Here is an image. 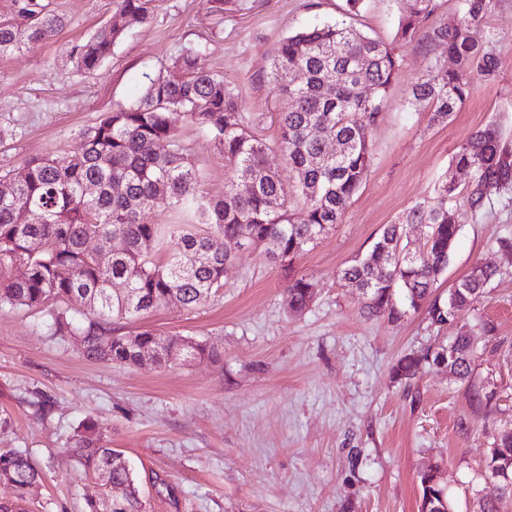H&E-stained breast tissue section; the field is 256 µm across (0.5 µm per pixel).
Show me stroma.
Segmentation results:
<instances>
[{
	"label": "stroma",
	"instance_id": "1",
	"mask_svg": "<svg viewBox=\"0 0 512 512\" xmlns=\"http://www.w3.org/2000/svg\"><path fill=\"white\" fill-rule=\"evenodd\" d=\"M67 27L56 40L0 60V172L26 160L80 149L79 132L100 113L132 102L147 76L185 46L204 42L207 66L237 93L252 132L278 135L292 106L270 90L272 54L288 33L342 16L343 0H155L150 19L126 27L111 59L92 73L64 57L69 42L113 17L114 0H49ZM403 0H366L357 25L394 45L401 69L371 131L373 162L343 220L285 269L264 249L237 251L223 288L183 309L160 301L150 316L114 322L116 333L152 328L217 348L219 358L174 367L119 366L83 355L76 337L54 336L44 313L0 307V412L12 418L0 448L28 452L40 480L33 512H87L102 479L69 458L87 423L124 452L147 512H418V470L441 467L455 512H477L485 454L512 431V193L492 195L484 219L454 207L460 228L437 287L447 294L475 265L497 275L453 324L425 310L397 321L370 315L340 271L366 253L383 225L433 197L471 135L496 125L512 143V0L487 25L498 76L479 83L445 122L410 104L428 61L455 69L426 31L399 41ZM170 120L200 170L202 196L223 195L229 163L183 113ZM308 276L314 297L291 312L286 288ZM475 336L466 380L446 366L415 378L393 374L398 359Z\"/></svg>",
	"mask_w": 512,
	"mask_h": 512
}]
</instances>
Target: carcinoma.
Listing matches in <instances>:
<instances>
[{
    "mask_svg": "<svg viewBox=\"0 0 512 512\" xmlns=\"http://www.w3.org/2000/svg\"><path fill=\"white\" fill-rule=\"evenodd\" d=\"M497 2L465 0L463 24L451 30L432 27L431 42L445 46L457 68L427 64L424 78L412 88L410 104L430 103L433 119L445 122L472 96L478 82L497 78L498 61L484 48L491 37L484 20ZM152 3L116 0V13L128 25L142 23ZM364 4L345 0L343 20L301 27L275 48L269 83L288 94L293 106L279 113V136L273 142L249 132L238 95L207 67L206 46L198 44L177 57L180 77H150L136 101L101 113L81 133L78 153L32 159L19 174L0 176L14 179L12 194L0 196V306L37 309L62 301L77 312L83 308L91 315L85 323L65 311H51L44 325L54 335L79 337L91 358L137 366V350L125 345L124 336L112 334V323L145 316L161 297L179 307L207 301L224 287L233 266L224 241L261 247L272 261L292 267L341 223L366 179L370 128L381 118L401 67L393 47L354 26ZM439 8V0H406L398 38L412 41ZM66 26L65 17L45 0H12L10 14L0 15V58L49 42ZM122 32L106 22L69 43L65 57L77 69L94 72L112 56ZM299 71L304 81L296 84L293 75ZM174 111L185 113L230 162L224 197L198 194L199 169L169 121ZM326 142L339 146L336 154L324 151ZM282 164L296 174L293 202L285 199L278 174ZM452 166L470 170L463 188L441 183L436 196L416 202L402 219L384 225L370 250L384 260L366 254L341 271V279L362 290L369 313L400 319L405 311L395 295L401 292L410 308L426 309L430 320L442 326L461 307L478 301L497 275L494 268L476 265L447 298L434 294L459 232L452 214L456 191L462 192V202L475 217H483L493 194L512 189V147L489 124L461 145ZM242 182L250 184L245 195L238 191ZM89 185L95 191L86 195ZM116 185L121 187L118 193ZM159 208L182 210L192 221L154 224L148 216ZM412 224L428 228L426 248L418 255L409 249L407 228ZM169 236L179 238L178 248L159 261L156 256ZM91 239L97 243L93 251L86 247ZM35 241L41 244L37 252L32 250ZM17 266L26 268L21 277L13 274ZM114 282L125 283L126 291L115 293ZM287 292L290 310L299 313L311 302L314 283L306 276L294 277ZM136 335L138 344L158 351L155 363L160 366L170 364L173 348L181 350L184 362L214 356L213 348L185 336H160L151 330ZM473 348L472 337L461 334L446 347L402 356L395 375L411 379L426 363L445 364L463 380L470 372ZM70 454L105 478L101 496L87 504L89 512H145L124 454L101 444L95 425L84 427ZM485 475L477 512H512V431L501 434L488 450ZM418 478L420 512L453 507L439 465L424 466ZM38 479L27 452L0 448V481L14 489L13 496L0 498V512H27L26 496Z\"/></svg>",
    "mask_w": 512,
    "mask_h": 512,
    "instance_id": "obj_1",
    "label": "carcinoma"
}]
</instances>
